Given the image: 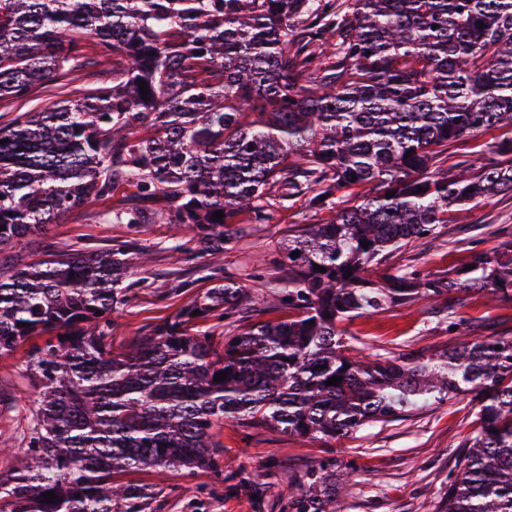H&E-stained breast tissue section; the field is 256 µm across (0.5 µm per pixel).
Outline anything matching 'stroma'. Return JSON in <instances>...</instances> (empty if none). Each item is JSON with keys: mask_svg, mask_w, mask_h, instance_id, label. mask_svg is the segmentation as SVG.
Returning a JSON list of instances; mask_svg holds the SVG:
<instances>
[{"mask_svg": "<svg viewBox=\"0 0 512 512\" xmlns=\"http://www.w3.org/2000/svg\"><path fill=\"white\" fill-rule=\"evenodd\" d=\"M504 135V130L491 129L451 143L449 166L493 163L489 146ZM103 208L98 202L51 225L46 235L18 244L5 257V264L29 263L54 251L108 248L128 239L125 225L97 221ZM268 212L264 224L240 216L230 227L227 249L214 255L196 247L173 255L170 225H141L136 237L148 253V262L132 268L127 278L131 301L112 321L115 351L133 349L151 326L210 288L206 274L213 269L259 299L252 320L288 318V308L274 302L288 284L287 267L280 261L281 245L289 234L325 222L334 213L314 209L303 194L286 200L271 198ZM506 225L512 227V195L491 197L444 225L427 243L397 251L392 262L442 277L468 264L475 252L496 250L504 240L500 229ZM448 306L468 321L470 336H512V300L492 302L483 291H458L447 301L421 295L347 321L348 341L355 349L385 357L442 352L460 342L448 332L443 315ZM45 342V337L33 336L16 350L0 354V388L22 401L16 410L0 408V440L8 443L0 452V472L8 470L27 448V416L38 405V391L26 370V355L32 346ZM477 411L478 397L471 392L330 440L229 420L214 429V439L224 449L223 481L206 475L190 477L180 470L169 472L161 481L150 471L127 472L121 479L148 485L160 481L171 488V495L160 499L152 512H280L282 500L295 490L304 472L328 461L344 492L340 512H436L449 473L464 465L462 446L478 425ZM274 462L280 465L276 476L266 477L267 465ZM242 475L259 483L261 498L239 487Z\"/></svg>", "mask_w": 512, "mask_h": 512, "instance_id": "1", "label": "stroma"}]
</instances>
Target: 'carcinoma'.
Masks as SVG:
<instances>
[{"instance_id": "1", "label": "carcinoma", "mask_w": 512, "mask_h": 512, "mask_svg": "<svg viewBox=\"0 0 512 512\" xmlns=\"http://www.w3.org/2000/svg\"><path fill=\"white\" fill-rule=\"evenodd\" d=\"M109 59L75 96L0 126V253L122 187L129 199L101 221L183 226L208 251L224 250L238 215L264 223L275 187L310 192L318 210L362 191L288 236L287 320L241 323L254 297L213 272L211 288L116 352L136 239L0 266V353L53 334L29 354L39 404L28 450L0 479V512H146L164 489L115 476L224 479L212 430L226 419L334 438L473 390L478 429L437 512H512V336L360 357L340 329L419 294L512 297V241L446 280L411 267L371 278L449 214L512 194V137L491 146L494 164L450 175L442 157L512 129V0H0V101L62 89ZM209 320L238 323L220 352ZM331 476L308 470L282 512H336Z\"/></svg>"}]
</instances>
